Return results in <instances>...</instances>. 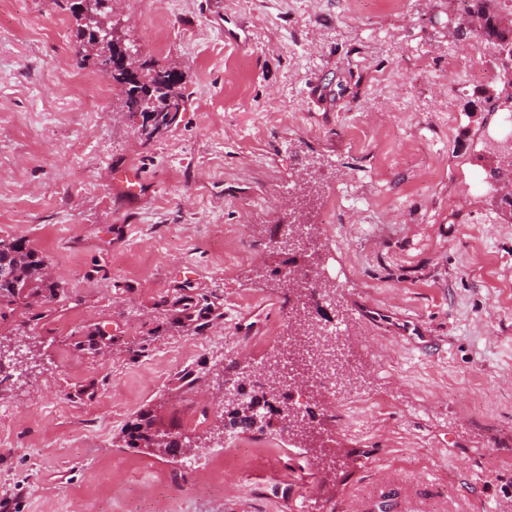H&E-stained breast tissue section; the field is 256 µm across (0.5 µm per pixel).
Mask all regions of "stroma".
Masks as SVG:
<instances>
[{
	"label": "stroma",
	"instance_id": "35a3bbf8",
	"mask_svg": "<svg viewBox=\"0 0 512 512\" xmlns=\"http://www.w3.org/2000/svg\"><path fill=\"white\" fill-rule=\"evenodd\" d=\"M448 0H115L113 20L140 61L174 64L188 97L176 126L135 138L119 89L74 48L75 20L54 0H0V238L46 256L66 292L46 324L0 320V364L23 363L0 393V500L10 512H77L85 499L125 512L170 485L173 512H282V492L340 512H501L512 507V221L477 185L501 145L490 138L497 48L478 42ZM363 128L361 141L352 132ZM145 188L125 195L117 171ZM313 172L308 217L349 318L365 408L330 416L302 398L331 440L290 454L251 432L248 488L224 478V366L277 355L289 302L270 270L291 212L280 189ZM261 225L250 257L224 260V236ZM192 282L224 302L252 300V347L229 351L225 311L204 334L170 332L156 304ZM107 329L111 356L89 330ZM200 388H180L184 369ZM94 385V397L83 389ZM201 446L167 461L122 431L146 409Z\"/></svg>",
	"mask_w": 512,
	"mask_h": 512
}]
</instances>
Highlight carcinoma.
Returning a JSON list of instances; mask_svg holds the SVG:
<instances>
[{
  "label": "carcinoma",
  "instance_id": "1",
  "mask_svg": "<svg viewBox=\"0 0 512 512\" xmlns=\"http://www.w3.org/2000/svg\"><path fill=\"white\" fill-rule=\"evenodd\" d=\"M466 12L477 17L480 31L491 40H506L498 29V21L494 14L493 3L496 0H466ZM92 40L86 34L81 23H76L75 45L80 60H93L94 65L101 68L107 59L100 55L86 54L85 46ZM149 82L154 87V97L158 107L164 114H172L170 123H175L180 112L185 110V96L182 92L183 78L177 76L170 66H148L145 68ZM112 83L120 87L121 98L119 108L131 114L144 106L145 99L140 97V87L136 82L125 77L120 71L112 75ZM490 177L497 182L512 183V153H501L497 156L496 167L490 171ZM46 257L32 248L23 239H0V268L8 270V276H0V319L12 315L22 308L30 313V320L40 322L53 311V305L64 301L66 293L58 280L48 277L45 268ZM176 296L173 299L161 298L158 306L168 315L169 328L177 330L186 328L196 334L209 329L213 322L221 319L224 313L220 306L202 294L194 292V285L183 282L175 286ZM279 403V396L269 394L257 385L249 387L246 399L235 405L224 404V428L236 432L263 430L265 423L264 410ZM123 441L128 448L156 449L161 445L178 448L180 443L190 442L182 426L175 422L170 429L160 431L156 428L153 412L145 410L123 430Z\"/></svg>",
  "mask_w": 512,
  "mask_h": 512
}]
</instances>
